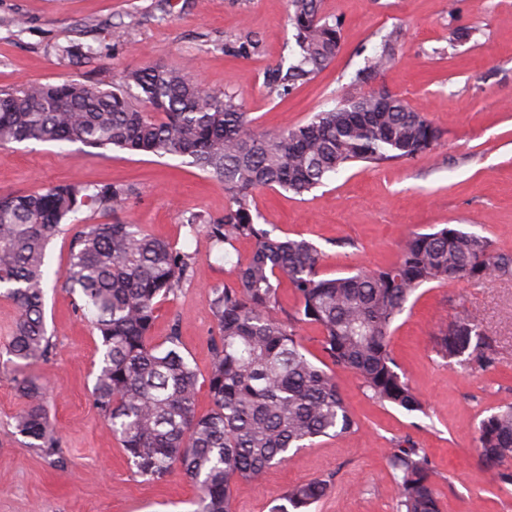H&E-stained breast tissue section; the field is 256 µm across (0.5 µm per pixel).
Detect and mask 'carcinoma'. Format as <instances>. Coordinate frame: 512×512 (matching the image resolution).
<instances>
[{"label":"carcinoma","mask_w":512,"mask_h":512,"mask_svg":"<svg viewBox=\"0 0 512 512\" xmlns=\"http://www.w3.org/2000/svg\"><path fill=\"white\" fill-rule=\"evenodd\" d=\"M319 7L320 0H288L294 46L287 65L267 75L270 93L288 94L336 56L342 22L321 16ZM398 43L393 30L352 82H366L394 64ZM59 52L85 63L94 57L92 47L80 44ZM438 139L427 117L396 95L383 105L357 98L296 126L260 132L237 96L202 86L185 64L127 68L109 84L71 79L0 87V148L27 141L79 143L186 158L224 184L228 204L216 219L183 213V227L194 237L203 234L211 250L241 237L254 242L249 259L235 268L234 285L206 291L216 333L201 379L181 352L178 323L163 343H149L158 304L190 277L193 254L120 220L85 224L71 238L66 284L100 340L94 406L138 476L160 483L179 470L199 486L194 512H232L237 482L257 479L318 438L359 428L332 366L354 372L382 406L409 414L424 410L390 354L393 325L427 285L512 280V254L486 236L449 225L412 234L386 267L323 278L321 250L259 223L253 197L261 189L302 196L358 163H408ZM133 192L124 183L70 182L0 195V290L19 309L5 347L7 362L24 369L51 351L44 317L50 242L86 211L118 212ZM282 277L298 300L291 312L279 304ZM305 323L322 330L323 360L317 363L298 340ZM434 351L472 371L497 365L483 329L467 317L439 329ZM202 384L212 403L204 415L196 410ZM16 390L25 406L14 418L15 430L42 455H59L47 388L23 372ZM477 443L480 462L497 467L501 483L512 485V403L480 420ZM387 465L398 490L396 512H443L425 449L408 438L398 441ZM329 488L328 478L292 486L273 512H310Z\"/></svg>","instance_id":"1"}]
</instances>
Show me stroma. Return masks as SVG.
Instances as JSON below:
<instances>
[{
  "label": "stroma",
  "mask_w": 512,
  "mask_h": 512,
  "mask_svg": "<svg viewBox=\"0 0 512 512\" xmlns=\"http://www.w3.org/2000/svg\"><path fill=\"white\" fill-rule=\"evenodd\" d=\"M287 10V0H0V87L72 78L108 83L129 67L187 60L210 89L238 95L254 127L268 131L381 87L439 129L431 153L384 168L354 165L301 197L258 191L262 223L317 245L326 278L389 265L410 233L448 224L512 253V0H321L322 15L342 21L339 51L281 99L270 95L265 77L288 54ZM18 16L26 30L16 36L8 22ZM117 23L125 29L119 39L112 32ZM457 27L473 29L472 40L450 43ZM394 29L399 62L371 86L351 83L350 72ZM247 37L256 41L255 51L227 52ZM71 42L92 45L90 63L59 55L58 46ZM68 182L133 185L118 219L194 253L189 279L159 304L152 337L162 342L178 324L184 355L206 372L215 324L204 292L233 284L232 271L253 244L244 239L223 251L209 249L204 237L187 235L181 215L221 216L228 203L223 184L179 157L89 154L78 143L34 141L0 149V194ZM75 302L68 289L48 284L53 350L28 368L48 389L61 465L16 432L23 401L12 367L0 364V512H193L194 483L178 472L163 483L143 481L108 432L91 396L99 339ZM457 316L483 325L497 353L494 370H464L436 355L435 333ZM389 346L424 412L381 406L365 396L353 372L333 368L358 430L316 439L259 480L238 483L234 512H272L288 486L327 476L332 487L312 512H395L397 489L384 452L405 438L427 450L444 512H512V486L499 482L496 468L480 464L476 451L479 421L512 402V281L421 288Z\"/></svg>",
  "instance_id": "stroma-1"
}]
</instances>
